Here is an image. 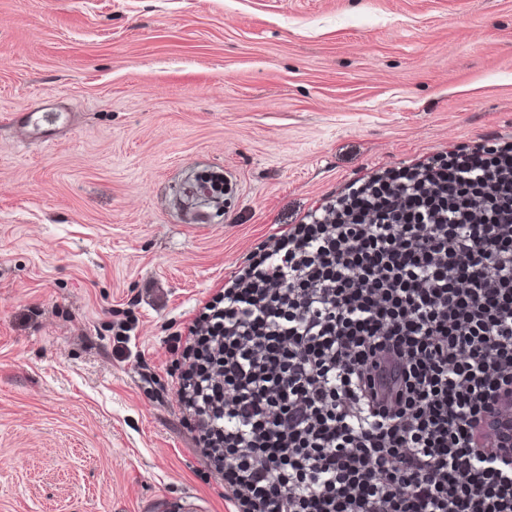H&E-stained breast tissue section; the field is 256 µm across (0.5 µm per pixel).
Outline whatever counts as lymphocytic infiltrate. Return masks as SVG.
I'll use <instances>...</instances> for the list:
<instances>
[{
  "mask_svg": "<svg viewBox=\"0 0 512 512\" xmlns=\"http://www.w3.org/2000/svg\"><path fill=\"white\" fill-rule=\"evenodd\" d=\"M169 343L226 512H512V139L276 225Z\"/></svg>",
  "mask_w": 512,
  "mask_h": 512,
  "instance_id": "lymphocytic-infiltrate-1",
  "label": "lymphocytic infiltrate"
}]
</instances>
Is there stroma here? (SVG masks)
I'll return each instance as SVG.
<instances>
[{"label": "stroma", "mask_w": 512, "mask_h": 512, "mask_svg": "<svg viewBox=\"0 0 512 512\" xmlns=\"http://www.w3.org/2000/svg\"><path fill=\"white\" fill-rule=\"evenodd\" d=\"M48 100L50 146L9 120ZM488 131L512 0H0V512H225L171 333L271 225Z\"/></svg>", "instance_id": "35a3bbf8"}]
</instances>
